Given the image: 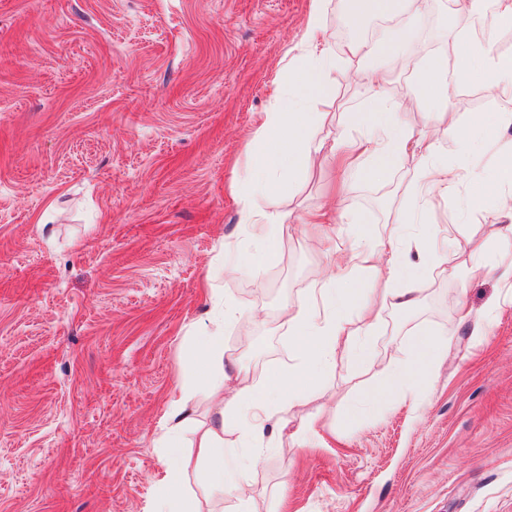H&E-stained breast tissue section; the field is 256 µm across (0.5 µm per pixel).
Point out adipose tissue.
<instances>
[{"label": "adipose tissue", "mask_w": 512, "mask_h": 512, "mask_svg": "<svg viewBox=\"0 0 512 512\" xmlns=\"http://www.w3.org/2000/svg\"><path fill=\"white\" fill-rule=\"evenodd\" d=\"M354 19L372 15L409 13L410 24L382 29L375 39L355 41L346 52L356 58V81L366 83L373 98L382 104L379 112L352 110L344 113L337 128H326L321 113L310 111L311 102L330 96V72L336 66V52L323 36L326 0H309L307 28L299 53L280 74L284 91L272 112L262 117L254 140L260 149L244 171L247 191L240 198L242 221L254 230L255 253L228 252L217 265L228 274L245 273L260 277L262 270L277 259L278 242L290 234L289 225L273 222L266 202L289 193L296 178L320 151H328L342 165L354 167L360 156H369V172L382 177L411 157L426 160L409 191L418 195L455 196L469 185L470 203L483 207L489 194H496L499 211L512 213V155L500 160L495 176L469 184L466 166L448 164L436 158L438 146L432 128L446 112L458 110L461 90L476 84L496 98L512 100V57L491 50L492 36L474 41L454 35L452 58L437 57L420 65V75L409 92L400 98L388 96L385 82L377 75L389 57L406 58L413 36L412 24L421 16L422 0H348ZM421 214L412 209L398 214L393 229L376 242L359 239L337 254L336 270L315 282L304 300L286 312L288 333L294 336L301 357L288 370L275 374L265 391H256L242 372L223 368L224 338L218 332L200 335L197 353L205 358L207 372L196 386L205 391L218 409L215 424L200 432L195 455H185L176 438H168L165 468L158 480L155 512H189L183 492L187 475L216 491L224 489V436L240 433L249 448H260L262 430L269 420L286 429V419L275 411L308 403L316 387L329 373L337 350H352L357 361L367 355L366 343L380 320L382 309L407 311L420 301L417 289L400 287L409 272V252L420 257L438 253L435 237L420 229ZM419 230L402 236L406 223ZM448 352V342L422 331L401 357L372 363L375 380L367 391L371 403L393 398L408 384L426 378ZM232 401H225L226 391ZM249 413L253 428L240 431L238 416Z\"/></svg>", "instance_id": "adipose-tissue-1"}]
</instances>
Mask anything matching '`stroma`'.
<instances>
[{
    "instance_id": "stroma-1",
    "label": "stroma",
    "mask_w": 512,
    "mask_h": 512,
    "mask_svg": "<svg viewBox=\"0 0 512 512\" xmlns=\"http://www.w3.org/2000/svg\"><path fill=\"white\" fill-rule=\"evenodd\" d=\"M309 0H0V512H151L165 461L169 398L197 368L200 329L216 330L222 301L242 311L222 330L224 362L249 383L295 362L281 317L329 257L296 232L260 279L218 276L224 252H247L239 176L258 117L271 111L282 68L298 53ZM397 16L355 22L327 0L337 48ZM456 23L428 0L409 51H445ZM330 97L311 109L336 122L368 108L365 84L339 57ZM466 111L437 125L441 156L462 145L448 128L490 117L474 176L491 177L512 105L467 86ZM318 155L274 215L324 203L359 216L337 239L390 231L409 205L410 160L383 180L357 173L332 194ZM466 190L429 197L440 237L473 232L494 275L448 276L438 259L412 275L422 301L385 310L374 359L412 334H445L447 356L419 384L374 407L369 378L348 356L287 431L266 423L262 455L235 468L253 488L251 512H512V271ZM491 335H483L484 326ZM359 410L356 421L345 414ZM321 414L318 436L291 433Z\"/></svg>"
}]
</instances>
